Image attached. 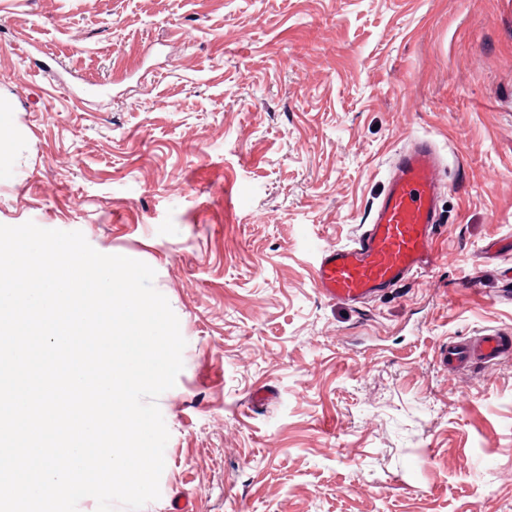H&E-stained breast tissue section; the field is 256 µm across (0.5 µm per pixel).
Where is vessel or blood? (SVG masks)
Returning a JSON list of instances; mask_svg holds the SVG:
<instances>
[{
  "instance_id": "obj_1",
  "label": "vessel or blood",
  "mask_w": 512,
  "mask_h": 512,
  "mask_svg": "<svg viewBox=\"0 0 512 512\" xmlns=\"http://www.w3.org/2000/svg\"><path fill=\"white\" fill-rule=\"evenodd\" d=\"M440 164L435 146L427 140L397 156L389 188L369 224L350 242L321 251L314 279L323 296L357 305L431 267ZM510 354L512 335L496 332L449 343L443 358L464 364Z\"/></svg>"
}]
</instances>
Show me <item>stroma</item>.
Masks as SVG:
<instances>
[{
    "mask_svg": "<svg viewBox=\"0 0 512 512\" xmlns=\"http://www.w3.org/2000/svg\"><path fill=\"white\" fill-rule=\"evenodd\" d=\"M0 101V224L145 262L179 319L143 512H512V356L440 360L512 333V0H0ZM420 138L434 265L323 297ZM512 353V336L507 333H490L474 340L450 342L444 349L443 361L464 364L472 360L488 362Z\"/></svg>",
    "mask_w": 512,
    "mask_h": 512,
    "instance_id": "1",
    "label": "stroma"
}]
</instances>
